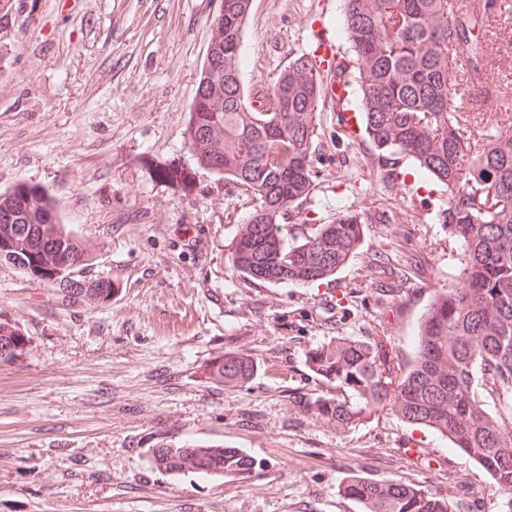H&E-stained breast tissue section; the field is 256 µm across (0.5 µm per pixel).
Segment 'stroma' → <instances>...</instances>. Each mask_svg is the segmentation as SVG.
Returning <instances> with one entry per match:
<instances>
[{
	"mask_svg": "<svg viewBox=\"0 0 512 512\" xmlns=\"http://www.w3.org/2000/svg\"><path fill=\"white\" fill-rule=\"evenodd\" d=\"M477 39L512 51V0ZM220 0H0V193L41 186L90 254L83 278L105 301L66 297L0 262V321L27 353L0 364V512H361L350 473L394 478L454 512H512L472 459L437 433L383 414L348 430L301 412L330 392L309 350L348 336L410 355L461 250L442 224L439 187L391 178L362 139L320 114L318 176L296 223L339 206L386 212L358 254L313 285L233 274L245 191L200 169L184 139ZM342 0H253L243 79L268 87L316 30L338 50ZM178 171L169 184L155 170ZM256 364L246 384L207 376L221 354ZM161 444L223 445L252 457L245 476L158 469Z\"/></svg>",
	"mask_w": 512,
	"mask_h": 512,
	"instance_id": "35a3bbf8",
	"label": "stroma"
}]
</instances>
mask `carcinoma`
<instances>
[{"label": "carcinoma", "instance_id": "1", "mask_svg": "<svg viewBox=\"0 0 512 512\" xmlns=\"http://www.w3.org/2000/svg\"><path fill=\"white\" fill-rule=\"evenodd\" d=\"M252 0H221L214 34L190 106L186 137L197 164L246 190L255 205L234 238L233 271L269 284H309L334 275L359 250L363 225L383 217L343 209L331 224L291 232L286 217L312 191L319 106L325 85L300 55L265 90L242 80L241 46ZM351 53L336 65L359 101L364 132L390 173L410 159L448 188L441 210L448 234L464 242L456 284L441 289L421 317L413 355L393 364L383 345L348 337L310 350L309 367L336 394L309 396L303 411L351 428L389 411L438 431L512 492V137L473 142L451 102L478 90L490 107L502 95L489 82L500 63L471 40L479 13L448 10V0H343ZM467 67H458L457 51ZM68 295L98 300L112 283L76 278L88 255L62 224L47 191L24 181L0 194V257ZM27 352L21 331L0 322V363ZM256 366L245 356L214 361L218 382L245 384ZM167 472L242 476L254 461L222 446L152 449ZM340 491L362 512H453L396 479L347 476Z\"/></svg>", "mask_w": 512, "mask_h": 512}]
</instances>
